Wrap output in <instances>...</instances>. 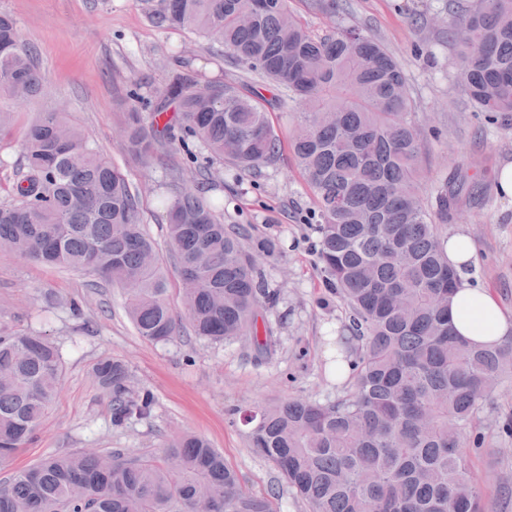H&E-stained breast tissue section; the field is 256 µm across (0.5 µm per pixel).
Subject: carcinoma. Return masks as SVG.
<instances>
[{
    "mask_svg": "<svg viewBox=\"0 0 512 512\" xmlns=\"http://www.w3.org/2000/svg\"><path fill=\"white\" fill-rule=\"evenodd\" d=\"M442 11L460 47L456 80L474 111L512 121V0H447ZM151 23L224 47L247 74L209 85L208 99L181 74L160 100L125 116L126 153L146 164L171 151L186 157L161 207L180 277L193 285L183 295L191 332L260 352L275 344L256 328V309L275 297L254 255L276 259L279 247L224 224V173L210 163L242 176L275 162L283 141L269 115L293 101L289 147L319 214L320 272L362 341L351 387L336 400L243 412L255 422L250 448L310 512H488L467 444L480 443L473 420L512 374V342L472 346L448 321L459 276L438 230L457 212L466 177L452 174L433 205L421 200L420 133L402 66L361 28L311 35L288 0H160ZM264 85L281 98H266ZM42 90L33 46L0 14V141L16 122L4 101ZM15 145L25 173L0 203V249L94 273L120 292L139 336L177 335L162 259L122 170L56 109L38 113ZM186 176L191 189L181 187ZM63 371L47 337L0 335L1 461L34 438ZM93 372L115 422L150 410V394L130 396L124 362L103 358ZM277 497L274 488L246 490L224 455L184 433L151 456L49 455L0 484V512H276Z\"/></svg>",
    "mask_w": 512,
    "mask_h": 512,
    "instance_id": "obj_1",
    "label": "carcinoma"
}]
</instances>
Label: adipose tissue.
<instances>
[{
  "label": "adipose tissue",
  "instance_id": "adipose-tissue-1",
  "mask_svg": "<svg viewBox=\"0 0 512 512\" xmlns=\"http://www.w3.org/2000/svg\"><path fill=\"white\" fill-rule=\"evenodd\" d=\"M448 317L458 336L475 346L497 345L512 335V318L492 292L464 279L452 296Z\"/></svg>",
  "mask_w": 512,
  "mask_h": 512
}]
</instances>
